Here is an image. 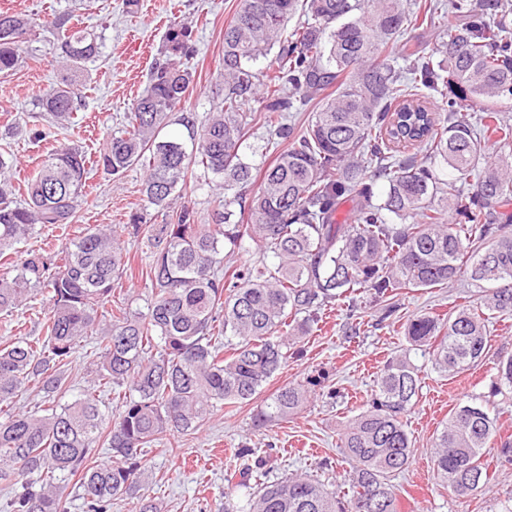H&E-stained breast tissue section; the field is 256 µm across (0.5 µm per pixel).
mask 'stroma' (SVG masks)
I'll return each mask as SVG.
<instances>
[{"label":"stroma","mask_w":512,"mask_h":512,"mask_svg":"<svg viewBox=\"0 0 512 512\" xmlns=\"http://www.w3.org/2000/svg\"><path fill=\"white\" fill-rule=\"evenodd\" d=\"M240 7V0H0V10L43 18L69 13L100 36L101 53L88 69L90 79L83 101L68 128L53 130L38 104L39 93L59 80L54 38L36 31L25 61L0 73V152L15 160L12 177L24 183L43 160L49 140L45 132L79 142L96 153L108 134L121 128L124 115L146 87L157 60L162 36L173 24L192 26L196 53L188 66L194 72V90L183 109L205 116L223 97L224 29ZM144 171L129 170L115 180L91 170L85 200L67 230L42 227L27 241L37 250L43 243L57 248L78 237L91 225L128 223L131 214L144 213L148 222L169 224L176 212L145 202ZM125 249L131 273L114 281V298L131 310L146 311L151 286L141 272V247L129 241ZM478 288L457 282L424 291L401 290L391 300L392 311L373 302L369 293L357 296V310L348 313L337 303L312 335L301 342L302 353L264 387L260 397L239 407L215 411L197 432L167 436L144 449L139 458L152 475L144 496L162 501L165 512H235L248 494L229 488L228 466L235 448L248 445L266 464L255 471L257 482L303 474L323 483L337 497H346L352 464L343 455L339 437L357 415L388 358L404 355L417 368L421 389L403 421L414 446L410 467L394 477L400 512H512V464L491 461L489 489L469 495L450 493L433 469L432 442L455 407L488 403L498 420L500 435L512 436V385L501 383L498 363L512 356V317L493 322L491 346L483 361L450 379L435 370L432 356L410 343L404 327L420 314L449 313L476 303ZM325 374L312 388L306 406L296 415L255 429L252 415L285 384H296Z\"/></svg>","instance_id":"1"}]
</instances>
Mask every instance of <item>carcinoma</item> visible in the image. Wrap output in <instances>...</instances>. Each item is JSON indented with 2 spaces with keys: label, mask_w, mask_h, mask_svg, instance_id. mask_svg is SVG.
Masks as SVG:
<instances>
[{
  "label": "carcinoma",
  "mask_w": 512,
  "mask_h": 512,
  "mask_svg": "<svg viewBox=\"0 0 512 512\" xmlns=\"http://www.w3.org/2000/svg\"><path fill=\"white\" fill-rule=\"evenodd\" d=\"M305 20L282 38L297 13ZM504 0H241L224 29L222 106L200 119L179 107L194 75L180 62L194 52L192 30L165 32L150 82L109 135L96 159L74 141L60 142L19 192L0 154V256L19 259L0 273V314L32 308L49 295L43 336L0 347V482L11 488L0 512H65L58 480L79 476L86 512H109L112 498L134 495L150 475L142 450L175 433L199 429L225 405L253 400L301 353L326 307L356 302L360 290L385 303L396 290L417 291L465 280L491 285L479 304L439 318L421 315L408 339L432 350L435 368L451 377L488 353L494 315L512 316V122L504 111L460 113L469 102L512 101V25ZM35 22L0 11V72L14 69ZM57 37L60 82L39 97L55 123L79 105L87 63L100 54L95 33L72 15L43 20ZM438 34L435 51L401 43L403 65L389 45L410 31ZM278 48L264 86L253 65ZM271 139L286 149L253 190L243 144L257 95ZM447 109L431 107L435 95ZM310 112L299 130L288 112ZM183 126L195 150L163 139ZM496 153L481 152V143ZM448 167L444 183L436 161ZM146 170L143 194L169 208L187 181L204 178L219 191L212 224H197L180 204L174 224L134 219L131 234L149 252L152 297L143 314L112 302V282L128 265L116 231L96 225L58 257L55 249L19 250L37 226L65 228L75 218L91 168L118 178ZM352 204L354 222L337 219ZM250 240L278 262L235 267ZM97 335L96 380L122 398L117 419L101 410L96 391L56 403L79 339ZM40 384L43 406L23 411L17 398ZM305 383L280 387L254 417L257 427L293 415L309 398ZM417 369L401 356L385 362L362 410L340 436L353 463L351 494L336 499L308 476L265 482L238 512H398L390 479L413 457L403 415L418 397ZM496 417L460 405L437 434V476L457 496L488 485L484 458L497 437ZM107 445L112 460L88 465Z\"/></svg>",
  "instance_id": "cac0c4a2"
}]
</instances>
